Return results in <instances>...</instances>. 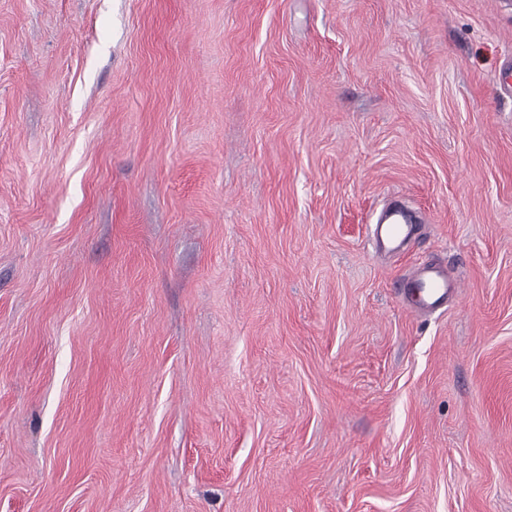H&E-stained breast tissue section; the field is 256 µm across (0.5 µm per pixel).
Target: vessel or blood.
<instances>
[{
    "instance_id": "vessel-or-blood-1",
    "label": "vessel or blood",
    "mask_w": 512,
    "mask_h": 512,
    "mask_svg": "<svg viewBox=\"0 0 512 512\" xmlns=\"http://www.w3.org/2000/svg\"><path fill=\"white\" fill-rule=\"evenodd\" d=\"M414 231L409 213L402 207L385 209L372 233L377 250L399 252L405 249ZM400 296L421 313L445 310L458 291V284L449 278L447 270L436 263L421 265L402 278Z\"/></svg>"
}]
</instances>
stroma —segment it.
I'll list each match as a JSON object with an SVG mask.
<instances>
[{"instance_id":"1","label":"stroma","mask_w":512,"mask_h":512,"mask_svg":"<svg viewBox=\"0 0 512 512\" xmlns=\"http://www.w3.org/2000/svg\"><path fill=\"white\" fill-rule=\"evenodd\" d=\"M509 65L512 0H0V512H512ZM372 233L377 251L388 253L405 249L414 231V224L409 213L402 207L394 206L385 209ZM399 288L403 301L421 313L444 311L458 292L457 282L448 277L443 266L436 263L415 268L402 278Z\"/></svg>"}]
</instances>
